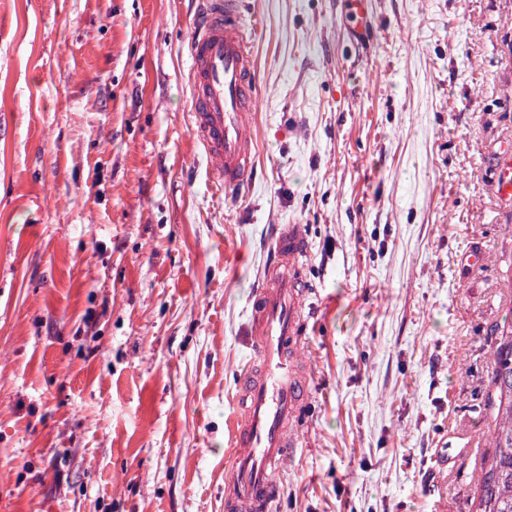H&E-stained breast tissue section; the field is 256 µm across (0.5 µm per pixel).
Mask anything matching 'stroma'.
I'll use <instances>...</instances> for the list:
<instances>
[{
  "label": "stroma",
  "mask_w": 512,
  "mask_h": 512,
  "mask_svg": "<svg viewBox=\"0 0 512 512\" xmlns=\"http://www.w3.org/2000/svg\"><path fill=\"white\" fill-rule=\"evenodd\" d=\"M255 181L192 136L196 0H0V512H224L272 230L310 246L281 512H471L512 323V0H245ZM483 262L464 266V253ZM495 186L503 203H512V147L500 152L495 158Z\"/></svg>",
  "instance_id": "1"
}]
</instances>
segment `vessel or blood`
<instances>
[{"mask_svg":"<svg viewBox=\"0 0 512 512\" xmlns=\"http://www.w3.org/2000/svg\"><path fill=\"white\" fill-rule=\"evenodd\" d=\"M243 0H197L188 43L192 132L212 162L215 181L234 193L252 182L251 117L255 108L253 44L258 26L246 25ZM501 202L512 203V147L495 158ZM307 242L301 225L283 224L260 288L252 295L251 364L241 380V411L233 422V461L224 481V512H278L281 474L299 446L310 370L301 361L306 285L301 265Z\"/></svg>","mask_w":512,"mask_h":512,"instance_id":"b4317fda","label":"vessel or blood"}]
</instances>
